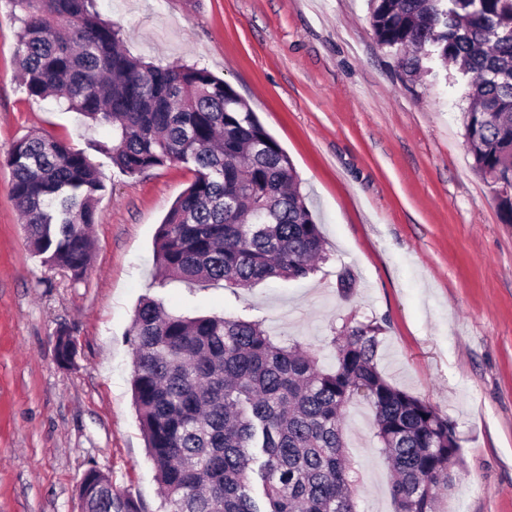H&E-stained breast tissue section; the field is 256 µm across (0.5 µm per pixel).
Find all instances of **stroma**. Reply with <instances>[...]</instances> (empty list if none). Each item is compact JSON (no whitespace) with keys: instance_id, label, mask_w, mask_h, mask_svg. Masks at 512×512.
<instances>
[{"instance_id":"stroma-1","label":"stroma","mask_w":512,"mask_h":512,"mask_svg":"<svg viewBox=\"0 0 512 512\" xmlns=\"http://www.w3.org/2000/svg\"><path fill=\"white\" fill-rule=\"evenodd\" d=\"M97 10L131 55L207 68L250 105L291 158L327 258L303 279L156 290L158 228L192 171L122 173L91 148L109 127L31 98L16 73L19 24L0 0V512H79L91 467L157 512L128 336L139 299L155 294L189 316L259 318L324 369L336 364L334 332L377 321L384 378L446 414L461 439L464 471L439 512H512V224L472 169L463 86L406 76L376 42L368 0H97ZM31 133L86 150L106 186L78 281L32 254L10 195L8 153ZM61 329L77 342L69 367L55 359ZM372 422L369 404L349 405L358 509L394 512Z\"/></svg>"}]
</instances>
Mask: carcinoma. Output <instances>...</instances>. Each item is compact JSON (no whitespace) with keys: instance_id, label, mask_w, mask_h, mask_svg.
<instances>
[{"instance_id":"cac0c4a2","label":"carcinoma","mask_w":512,"mask_h":512,"mask_svg":"<svg viewBox=\"0 0 512 512\" xmlns=\"http://www.w3.org/2000/svg\"><path fill=\"white\" fill-rule=\"evenodd\" d=\"M8 2L30 96L55 95L111 126L112 141L91 147L126 174L168 162L194 172L156 236L158 287L248 289L316 271L324 240L294 165L224 79L130 55L97 0ZM370 25L406 76L436 67L465 85L473 169L494 187L512 183V0H370ZM7 164L32 251L81 279L105 190L97 167L85 151L37 134L16 141ZM381 330L375 321L340 330L331 339L336 366L324 370L258 320L190 317L143 299L129 330L132 391L163 512H358L344 439L358 396L373 408V434L394 472L395 512H436L464 465L459 439L446 415L385 380ZM55 350L72 364L73 336L58 333ZM78 499L81 512H147L95 468Z\"/></svg>"}]
</instances>
